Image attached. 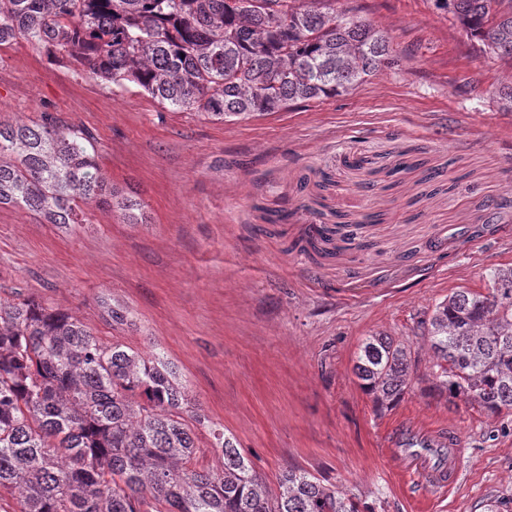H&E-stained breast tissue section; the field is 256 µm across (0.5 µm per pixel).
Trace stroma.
<instances>
[{"instance_id": "stroma-1", "label": "stroma", "mask_w": 512, "mask_h": 512, "mask_svg": "<svg viewBox=\"0 0 512 512\" xmlns=\"http://www.w3.org/2000/svg\"><path fill=\"white\" fill-rule=\"evenodd\" d=\"M335 7L387 32L398 66L341 96L226 122L22 39L0 47V121L48 112L83 129L148 216L126 224L96 207L93 223L64 230L0 209V299L44 300L105 343L162 354L209 421L196 429L202 468L222 465L215 424L274 495L295 467L377 512H483L491 497L512 512V410L417 388L379 409L353 373L361 343L389 336L430 379L436 306L512 267V207L488 206L512 200V112L495 94L512 61L479 52L433 0ZM401 159L409 168L395 171ZM430 169L442 182H425ZM337 222L356 238L315 242ZM401 427L458 434L456 486L433 489L387 448Z\"/></svg>"}]
</instances>
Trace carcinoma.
I'll list each match as a JSON object with an SVG mask.
<instances>
[{"mask_svg":"<svg viewBox=\"0 0 512 512\" xmlns=\"http://www.w3.org/2000/svg\"><path fill=\"white\" fill-rule=\"evenodd\" d=\"M335 0H0V47L18 39L68 57L95 78L132 84L175 111L216 120L279 112L347 94L397 64L391 37ZM486 53L512 61V0H434ZM144 224L140 203L109 182L83 130L47 112L0 122V208L43 224H89V202ZM428 338L436 383L423 392L512 409V267L486 294L459 289L434 311ZM353 372L374 405L412 385L405 347L360 346ZM201 423L159 354L99 341L41 300H0V490L12 512H376L290 468L280 492L233 441L213 434L217 470L196 468Z\"/></svg>","mask_w":512,"mask_h":512,"instance_id":"obj_1","label":"carcinoma"}]
</instances>
